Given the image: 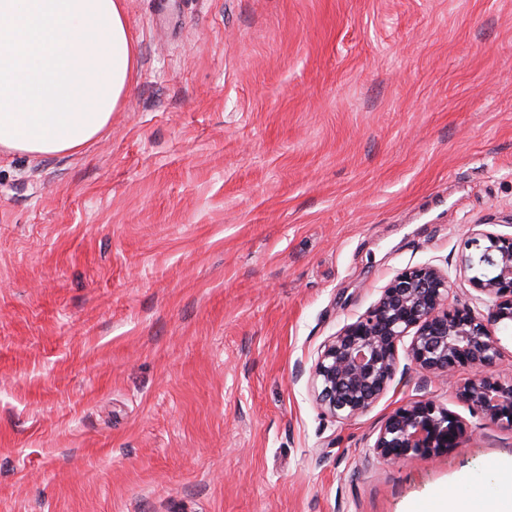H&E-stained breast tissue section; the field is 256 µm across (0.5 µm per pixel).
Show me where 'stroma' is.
<instances>
[{
  "label": "stroma",
  "mask_w": 512,
  "mask_h": 512,
  "mask_svg": "<svg viewBox=\"0 0 512 512\" xmlns=\"http://www.w3.org/2000/svg\"><path fill=\"white\" fill-rule=\"evenodd\" d=\"M137 53L79 151L0 147V512H427L512 488L473 376L365 413L310 368L405 269L512 236V0H124ZM466 427L390 463L386 418ZM464 435L458 415L433 400L421 399L398 408L386 419L374 448L383 459L396 462L447 454Z\"/></svg>",
  "instance_id": "35a3bbf8"
}]
</instances>
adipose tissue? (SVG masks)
Returning a JSON list of instances; mask_svg holds the SVG:
<instances>
[{"instance_id": "ef3b65f1", "label": "adipose tissue", "mask_w": 512, "mask_h": 512, "mask_svg": "<svg viewBox=\"0 0 512 512\" xmlns=\"http://www.w3.org/2000/svg\"><path fill=\"white\" fill-rule=\"evenodd\" d=\"M135 67L122 0H0V146L78 151L109 125Z\"/></svg>"}]
</instances>
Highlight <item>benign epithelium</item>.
<instances>
[{"label":"benign epithelium","mask_w":512,"mask_h":512,"mask_svg":"<svg viewBox=\"0 0 512 512\" xmlns=\"http://www.w3.org/2000/svg\"><path fill=\"white\" fill-rule=\"evenodd\" d=\"M477 254L463 257L474 270L471 283L490 298L487 318L467 307H448V274L433 266L409 268L383 289L376 304L345 326L323 347L311 367L318 404L334 417L352 419L366 412L386 391L398 362V343L413 334L410 361L429 376L454 374L462 367L481 369L497 355L491 327L512 323V237L482 234ZM459 399L496 423L512 427V384L478 375L459 391ZM465 435L454 412L429 399L395 410L385 421L374 448L385 460L442 455Z\"/></svg>","instance_id":"benign-epithelium-1"}]
</instances>
